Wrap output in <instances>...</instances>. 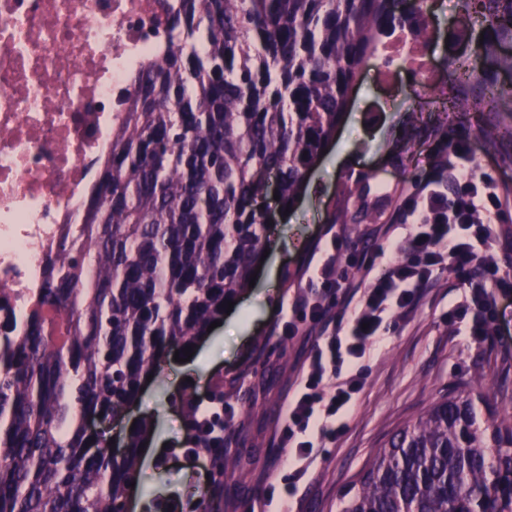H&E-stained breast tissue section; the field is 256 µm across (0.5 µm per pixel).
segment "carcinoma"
Masks as SVG:
<instances>
[{"instance_id": "cac0c4a2", "label": "carcinoma", "mask_w": 512, "mask_h": 512, "mask_svg": "<svg viewBox=\"0 0 512 512\" xmlns=\"http://www.w3.org/2000/svg\"><path fill=\"white\" fill-rule=\"evenodd\" d=\"M468 0L487 33L512 8ZM391 0H178L141 71L78 228L48 258L23 332L0 335V512H115L147 421H121L169 349L195 346L249 286L281 210L336 130ZM477 387L441 397L378 449L339 512H512V416ZM187 428L208 445L192 400Z\"/></svg>"}]
</instances>
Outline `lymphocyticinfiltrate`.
<instances>
[{
    "instance_id": "obj_1",
    "label": "lymphocytic infiltrate",
    "mask_w": 512,
    "mask_h": 512,
    "mask_svg": "<svg viewBox=\"0 0 512 512\" xmlns=\"http://www.w3.org/2000/svg\"><path fill=\"white\" fill-rule=\"evenodd\" d=\"M472 166L467 145L453 144L447 167L406 197L382 244L363 255L366 281L347 282L336 243L293 300L285 329L295 331L296 318L307 316L318 338L285 406L280 445L288 450L293 474L278 507L310 477L317 448L346 432L363 389L364 361L383 341L387 314L411 312L438 271L453 269L462 288L448 309L460 333L477 344L495 332L498 301L512 295V276L503 273L498 258L500 187L492 175H474Z\"/></svg>"
}]
</instances>
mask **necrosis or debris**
<instances>
[{"label": "necrosis or debris", "mask_w": 512, "mask_h": 512, "mask_svg": "<svg viewBox=\"0 0 512 512\" xmlns=\"http://www.w3.org/2000/svg\"><path fill=\"white\" fill-rule=\"evenodd\" d=\"M174 0H0V322L22 330Z\"/></svg>", "instance_id": "4bbe7bcc"}]
</instances>
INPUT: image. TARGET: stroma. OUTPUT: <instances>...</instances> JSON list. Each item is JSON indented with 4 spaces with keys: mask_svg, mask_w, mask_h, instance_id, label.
Here are the masks:
<instances>
[{
    "mask_svg": "<svg viewBox=\"0 0 512 512\" xmlns=\"http://www.w3.org/2000/svg\"><path fill=\"white\" fill-rule=\"evenodd\" d=\"M430 39L424 51L432 72L407 70L375 57L363 65L350 93L345 115L310 171L287 220L274 224L269 254L230 314L199 346L204 359L185 371L166 356L148 381L130 418L145 417L164 449L141 465L139 488L151 499L149 512H200V501L177 495L176 487L217 491V512H261L269 484L285 486L290 471L271 446L273 431L292 391L297 365L310 353L316 334L301 321L293 335L276 326L298 287L332 240L351 248L343 271L359 282L358 252L380 241L384 224L408 193L425 182L448 143H468L478 171L498 178L504 196L503 229L512 236V68L497 58L512 57V28L485 36V23L464 15L461 0H432ZM501 89L495 109L480 110L488 86ZM452 108H445V101ZM348 158L337 163V151ZM455 273L444 270L416 306L411 320L389 315L385 340L367 361L365 386L347 420L346 433L318 450L312 478L301 484L292 512H337L373 452L400 427L413 423L449 387L486 374V397L501 413L497 385L512 380V300L497 310L499 332L478 345L459 336L445 320L456 295ZM286 344L280 355L278 344ZM191 384H184V375ZM222 397L230 415L233 440L225 456L235 459L224 474L203 456L186 455L192 437L180 399L192 398L199 410L214 409Z\"/></svg>",
    "mask_w": 512,
    "mask_h": 512,
    "instance_id": "35a3bbf8",
    "label": "stroma"
}]
</instances>
